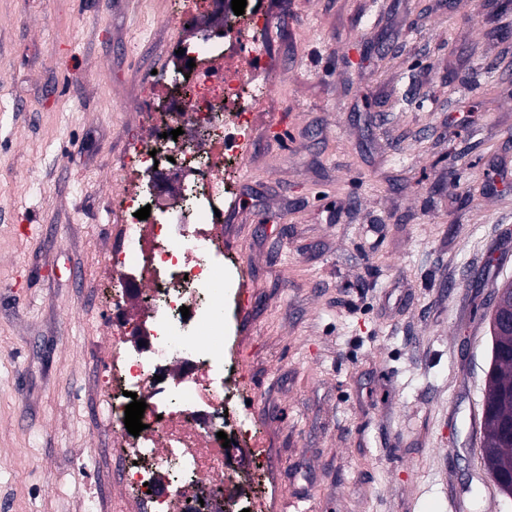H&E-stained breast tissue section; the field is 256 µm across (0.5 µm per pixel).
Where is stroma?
Instances as JSON below:
<instances>
[{
  "mask_svg": "<svg viewBox=\"0 0 512 512\" xmlns=\"http://www.w3.org/2000/svg\"><path fill=\"white\" fill-rule=\"evenodd\" d=\"M263 2L273 110L224 217L249 285L224 291V343L277 512H512L479 454L512 0ZM169 10L0 0V512H135L101 389L110 209L153 133L133 86L206 24Z\"/></svg>",
  "mask_w": 512,
  "mask_h": 512,
  "instance_id": "stroma-1",
  "label": "stroma"
}]
</instances>
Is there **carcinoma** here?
<instances>
[{"mask_svg":"<svg viewBox=\"0 0 512 512\" xmlns=\"http://www.w3.org/2000/svg\"><path fill=\"white\" fill-rule=\"evenodd\" d=\"M490 369L484 396L481 459L491 475L512 473V439L501 433V424L512 421V329H491Z\"/></svg>","mask_w":512,"mask_h":512,"instance_id":"obj_1","label":"carcinoma"}]
</instances>
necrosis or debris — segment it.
<instances>
[{
    "mask_svg": "<svg viewBox=\"0 0 512 512\" xmlns=\"http://www.w3.org/2000/svg\"><path fill=\"white\" fill-rule=\"evenodd\" d=\"M268 15L249 8L234 25L201 29L174 58L185 72L178 87L160 81L163 105L145 117L157 132L129 144L120 162L125 189L112 205L121 248L112 253V397L114 451L134 500L149 512H193L196 500H222L236 479L248 512H267L273 489L263 471L230 472V449L219 431L225 415L223 216L239 204L235 182L223 170L251 149L260 112L271 97L265 51ZM192 116L201 136L178 144L165 133ZM156 217L135 216L143 207ZM153 292L139 327L140 344H129L122 299L131 282ZM189 316H182L181 307ZM145 400L140 435L127 431V393Z\"/></svg>",
    "mask_w": 512,
    "mask_h": 512,
    "instance_id": "necrosis-or-debris-1",
    "label": "necrosis or debris"
}]
</instances>
